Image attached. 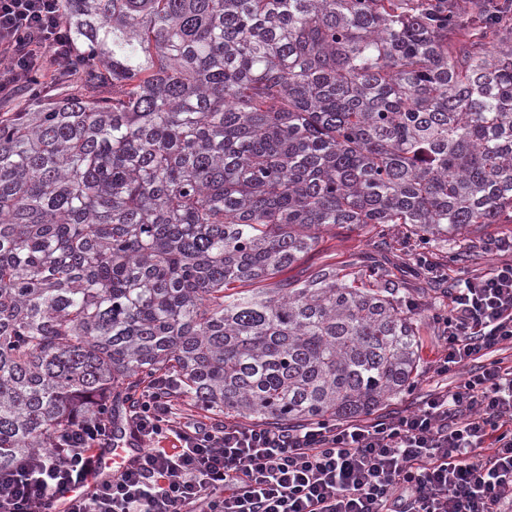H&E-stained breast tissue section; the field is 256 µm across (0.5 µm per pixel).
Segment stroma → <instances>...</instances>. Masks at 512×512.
I'll return each instance as SVG.
<instances>
[{"label":"stroma","instance_id":"35a3bbf8","mask_svg":"<svg viewBox=\"0 0 512 512\" xmlns=\"http://www.w3.org/2000/svg\"><path fill=\"white\" fill-rule=\"evenodd\" d=\"M503 230L504 227L500 224L485 225L477 239L442 244L431 249L430 259L443 264L449 282L460 281L473 270L488 269L499 261V254L491 250L489 244ZM415 249V242L405 239L397 228L388 236L382 237L370 225L339 224L324 231L318 246L285 272L288 279L299 280L323 265H350L354 269L365 271L371 265L380 264L391 269L404 289H407L412 311L421 325L423 345L418 377L411 391L384 402L378 410L383 417L418 407L437 383L444 380L435 372L439 343L432 316L446 312L448 297L442 290L434 288L413 265L404 263L405 254L414 252Z\"/></svg>","mask_w":512,"mask_h":512}]
</instances>
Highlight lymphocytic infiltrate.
Returning a JSON list of instances; mask_svg holds the SVG:
<instances>
[{
    "label": "lymphocytic infiltrate",
    "instance_id": "1",
    "mask_svg": "<svg viewBox=\"0 0 512 512\" xmlns=\"http://www.w3.org/2000/svg\"><path fill=\"white\" fill-rule=\"evenodd\" d=\"M62 0H0V101L72 80L78 56ZM498 263L453 289L435 316L440 376L452 387L389 419L300 428L175 416L172 383L132 402L127 433L140 453L115 480L63 512H503L512 502V234ZM104 418L0 471V512H41L81 484L111 446Z\"/></svg>",
    "mask_w": 512,
    "mask_h": 512
}]
</instances>
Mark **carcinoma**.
I'll return each instance as SVG.
<instances>
[{"label": "carcinoma", "instance_id": "obj_1", "mask_svg": "<svg viewBox=\"0 0 512 512\" xmlns=\"http://www.w3.org/2000/svg\"><path fill=\"white\" fill-rule=\"evenodd\" d=\"M91 58L0 112V470L171 376L217 417L369 414L418 375L336 224L512 221V0H65Z\"/></svg>", "mask_w": 512, "mask_h": 512}]
</instances>
